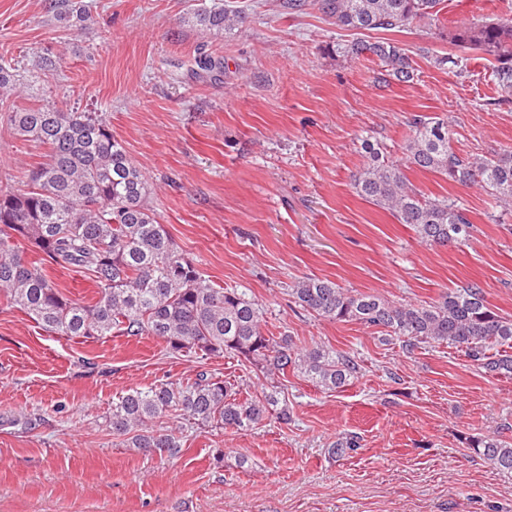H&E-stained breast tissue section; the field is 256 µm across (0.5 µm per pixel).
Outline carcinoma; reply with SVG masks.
<instances>
[{
	"label": "carcinoma",
	"instance_id": "carcinoma-1",
	"mask_svg": "<svg viewBox=\"0 0 512 512\" xmlns=\"http://www.w3.org/2000/svg\"><path fill=\"white\" fill-rule=\"evenodd\" d=\"M441 0H314L336 26L358 31L402 32L415 22L436 29ZM208 29L230 32L244 23L243 10L227 5L197 14ZM454 45L479 50L493 61L499 88L512 92V14L497 16L451 34ZM354 57L369 56L381 75L406 83L414 68L406 49L390 39L337 46ZM18 67L0 63V95L16 88ZM6 122L21 138L48 148L45 162L31 168L21 188L0 193V297L28 314L47 333L100 339L112 334L153 336L174 353L242 357L267 375L292 367L315 385L333 390L357 377L360 366L347 353L321 346L297 347L288 335L265 333V311L241 288H216L161 224L150 205L149 184L103 112H66L54 105L14 109ZM402 149L407 162L461 185H480L497 200L512 201V150L493 157H463L451 146L448 120L416 115ZM366 163L354 176L358 196L389 211L434 246L461 244L470 236L466 209L449 198H429L413 189L402 168L380 146L362 141ZM39 251L26 259L23 244ZM87 272L97 299L66 296L43 265ZM300 307L329 321L357 322L385 335L419 344H447L493 374L512 375V356L488 353L512 346V319L501 316L470 283L425 304L393 303L378 295L305 276L288 288ZM181 417L198 427L252 430L271 417L292 419L277 394L240 398V390L205 373L186 385L169 381L132 390L112 403L106 417L112 434L143 455L174 456L179 430L165 420ZM358 447L353 435L329 445L344 457ZM497 469L512 473V443L498 438L473 444Z\"/></svg>",
	"mask_w": 512,
	"mask_h": 512
}]
</instances>
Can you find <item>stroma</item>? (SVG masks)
I'll list each match as a JSON object with an SVG mask.
<instances>
[{"mask_svg":"<svg viewBox=\"0 0 512 512\" xmlns=\"http://www.w3.org/2000/svg\"><path fill=\"white\" fill-rule=\"evenodd\" d=\"M48 2L0 0V63L57 62L10 104L105 113L159 221L203 277L246 289L269 333L348 353L361 370L327 391L293 369L266 376L245 359L173 353L151 336L49 334L1 298L0 512H512V475L470 447L512 442L511 376L452 346L409 351L374 328L317 318L288 294L315 276L418 304L475 282L512 318V203L408 166L401 150L416 115L447 118L460 154L512 148V93L497 87L489 61L415 23L398 35L413 80L383 84L378 61L336 50L377 32L339 28L314 7L291 14L282 0H237L248 19L225 34L192 18L228 0H71L87 10L77 26L55 20ZM442 5L449 27L512 14V0ZM202 50L212 69L197 67ZM446 54L457 65L433 63ZM366 136L421 194L468 209L469 240L428 245L355 193ZM45 152L0 122V190L17 187ZM202 371L248 397L277 391L291 422L188 427L165 458L126 448L107 427L124 393ZM351 433L359 448L329 455Z\"/></svg>","mask_w":512,"mask_h":512,"instance_id":"stroma-1","label":"stroma"}]
</instances>
